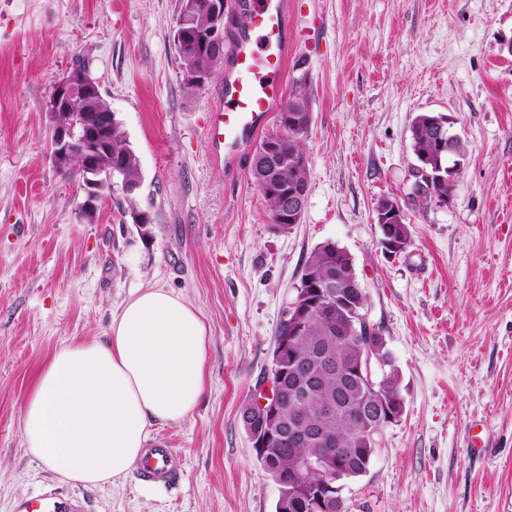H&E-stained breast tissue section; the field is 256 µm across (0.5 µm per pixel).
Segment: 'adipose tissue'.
I'll use <instances>...</instances> for the list:
<instances>
[{"mask_svg":"<svg viewBox=\"0 0 512 512\" xmlns=\"http://www.w3.org/2000/svg\"><path fill=\"white\" fill-rule=\"evenodd\" d=\"M207 345L184 296L141 291L103 338L71 341L39 370L21 419L27 454L74 484L126 477L150 427L182 421L202 398Z\"/></svg>","mask_w":512,"mask_h":512,"instance_id":"adipose-tissue-1","label":"adipose tissue"}]
</instances>
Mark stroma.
Returning <instances> with one entry per match:
<instances>
[{
	"label": "stroma",
	"mask_w": 512,
	"mask_h": 512,
	"mask_svg": "<svg viewBox=\"0 0 512 512\" xmlns=\"http://www.w3.org/2000/svg\"><path fill=\"white\" fill-rule=\"evenodd\" d=\"M178 0H0V512L46 499L59 512H275L242 407L313 249L353 258L400 375L404 413L368 471L345 481L348 512H512V0H288L284 77L302 84L308 194L300 223L272 224L253 153L209 157L214 76L186 92L171 35ZM84 61L135 151L140 232L48 152L45 103ZM447 115L464 146L452 197L419 205L410 126ZM402 206L411 241L387 255L379 199ZM187 298L208 330L207 389L155 424L185 459L174 486L127 476L62 480L22 443L40 368L74 339L107 333L139 290Z\"/></svg>",
	"instance_id": "obj_1"
}]
</instances>
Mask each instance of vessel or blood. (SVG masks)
I'll list each match as a JSON object with an SVG mask.
<instances>
[{
    "label": "vessel or blood",
    "instance_id": "obj_1",
    "mask_svg": "<svg viewBox=\"0 0 512 512\" xmlns=\"http://www.w3.org/2000/svg\"><path fill=\"white\" fill-rule=\"evenodd\" d=\"M241 34L232 50V66L214 94L206 129L213 159L236 167L284 98L288 63L287 0H247L240 10ZM175 449L157 443L144 448L134 465L144 485L169 488L184 472Z\"/></svg>",
    "mask_w": 512,
    "mask_h": 512
}]
</instances>
